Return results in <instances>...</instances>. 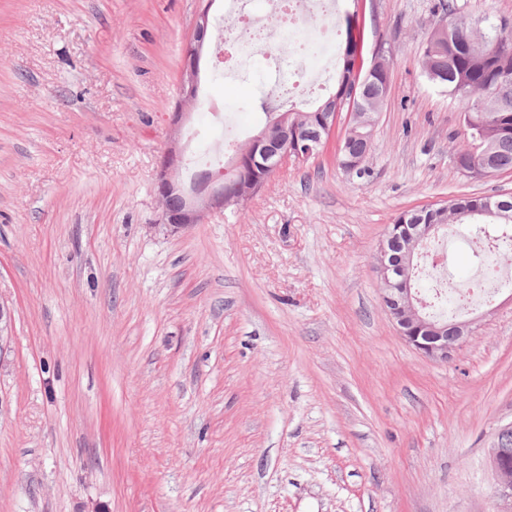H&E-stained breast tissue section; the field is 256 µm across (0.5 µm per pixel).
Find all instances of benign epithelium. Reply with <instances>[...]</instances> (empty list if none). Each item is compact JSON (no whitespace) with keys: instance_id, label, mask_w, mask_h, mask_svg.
<instances>
[{"instance_id":"obj_1","label":"benign epithelium","mask_w":512,"mask_h":512,"mask_svg":"<svg viewBox=\"0 0 512 512\" xmlns=\"http://www.w3.org/2000/svg\"><path fill=\"white\" fill-rule=\"evenodd\" d=\"M211 6L209 0L198 11L192 35L183 48L186 64L181 71L180 87L184 91V98L171 113V126L176 134L182 131L189 117L184 108L191 106L199 93V61L206 45L204 34L212 26ZM323 140V131L315 128L295 135L293 144H273V150L265 154L269 172L279 173L291 161L318 155ZM183 154L179 139L172 138L159 161L155 178L157 193L163 205L162 223L171 233L200 224L210 212L226 208L223 184L216 183L203 190L185 183L182 178ZM171 200L177 202L174 211L168 206ZM436 230L437 227L432 224L415 226L412 229L413 240L403 246L402 260L399 262L393 252L396 244L391 238L384 237L376 255V269L382 283L383 306L400 337L424 356L446 362L471 332L472 321L465 319L448 325L425 318L422 301L407 287L404 274V267L412 264L414 253ZM12 321L11 309L0 301V352L4 350V342L11 335ZM511 431V425L503 428L499 432L497 445L490 450V465L496 477L493 493L496 512H512V465L509 464V458L512 457L509 448L512 444L507 440Z\"/></svg>"}]
</instances>
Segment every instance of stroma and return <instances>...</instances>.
Returning a JSON list of instances; mask_svg holds the SVG:
<instances>
[{"mask_svg": "<svg viewBox=\"0 0 512 512\" xmlns=\"http://www.w3.org/2000/svg\"><path fill=\"white\" fill-rule=\"evenodd\" d=\"M450 5L474 35L512 27V0H340L361 60H390L361 172L328 140L173 235L155 173L201 0H0V512H493L512 290L440 363L375 269L402 212L512 193V170L457 169L460 108L419 65ZM273 65L201 75L238 143ZM223 130L198 108L182 143Z\"/></svg>", "mask_w": 512, "mask_h": 512, "instance_id": "obj_1", "label": "stroma"}]
</instances>
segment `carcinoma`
<instances>
[{"label": "carcinoma", "instance_id": "cac0c4a2", "mask_svg": "<svg viewBox=\"0 0 512 512\" xmlns=\"http://www.w3.org/2000/svg\"><path fill=\"white\" fill-rule=\"evenodd\" d=\"M341 63L337 67V87L331 94L340 98L353 87H358L353 105H344L342 112H350L349 123L339 130L336 161L348 171L353 157L370 150L371 143L363 134L372 130L369 122L377 120L383 105V96L389 81V72L376 67L371 73L360 69L356 61V47L352 38L351 20H346L345 37L340 39ZM421 67L426 77L455 98L463 112V127L468 148L460 151L462 161L481 171L480 177H489L501 169L512 168V131L500 132L502 126L512 128V28L490 26L480 42L455 20L448 21L444 30H432L422 45ZM327 101L304 112L288 113V132L323 126ZM279 112L268 113V121L250 141L237 147L234 154L241 157V165L222 175L221 157L204 155L208 169L197 175L201 183L217 179L224 183L229 197L237 195V185L267 183L263 155L264 145L274 141L280 123ZM471 224L478 231H487L490 224L502 226L495 245L505 251L512 249V198L496 196L461 195L446 205L428 206L413 212H404L395 224ZM474 284L455 282L448 289H435L433 303L440 312L432 315L448 323L459 320L448 314V302L460 298L459 289H472Z\"/></svg>", "mask_w": 512, "mask_h": 512}]
</instances>
